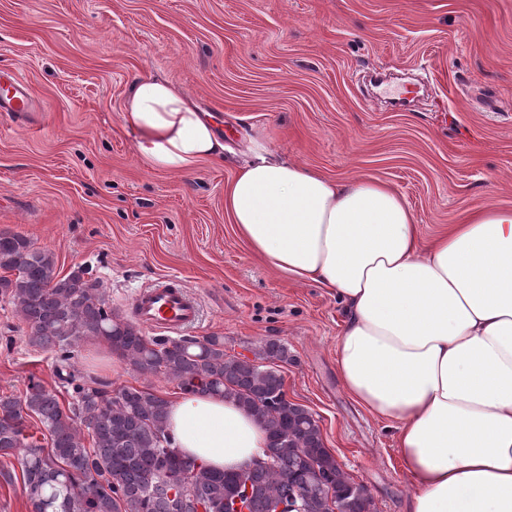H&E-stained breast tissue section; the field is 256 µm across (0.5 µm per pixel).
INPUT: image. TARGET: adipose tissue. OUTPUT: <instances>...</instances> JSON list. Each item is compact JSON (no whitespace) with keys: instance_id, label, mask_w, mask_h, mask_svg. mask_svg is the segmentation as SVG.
<instances>
[{"instance_id":"1","label":"adipose tissue","mask_w":512,"mask_h":512,"mask_svg":"<svg viewBox=\"0 0 512 512\" xmlns=\"http://www.w3.org/2000/svg\"><path fill=\"white\" fill-rule=\"evenodd\" d=\"M127 126L159 168L224 157L213 125L160 78L134 80ZM224 210L256 254L340 301L338 376L395 423L411 512H512V208L426 239L386 183L332 180L260 145L225 185ZM167 428L217 471L268 446L254 416L210 394L170 400Z\"/></svg>"}]
</instances>
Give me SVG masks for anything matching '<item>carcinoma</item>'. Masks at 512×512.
Here are the masks:
<instances>
[{"instance_id": "obj_1", "label": "carcinoma", "mask_w": 512, "mask_h": 512, "mask_svg": "<svg viewBox=\"0 0 512 512\" xmlns=\"http://www.w3.org/2000/svg\"><path fill=\"white\" fill-rule=\"evenodd\" d=\"M0 293L30 330V345L55 354L74 402L32 381L20 397L0 396V455L24 449L22 478L33 512H224L236 473L216 472L182 457L167 430V401L123 387L111 393L72 370L73 348L84 339L108 344L141 375L164 374L184 391L230 396L269 436L267 460L248 468V512H274L293 501L300 512H376L365 486L355 483L325 447L318 421L285 399L284 378L268 361L288 360V348L268 340L253 357L228 355L222 336L148 338L112 312L100 282L84 270L61 276L52 253L18 234H0ZM68 372H62V369ZM34 414L51 447L28 440ZM91 434L81 441L78 425Z\"/></svg>"}]
</instances>
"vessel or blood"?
Returning a JSON list of instances; mask_svg holds the SVG:
<instances>
[{
    "label": "vessel or blood",
    "instance_id": "b4317fda",
    "mask_svg": "<svg viewBox=\"0 0 512 512\" xmlns=\"http://www.w3.org/2000/svg\"><path fill=\"white\" fill-rule=\"evenodd\" d=\"M38 107L27 83L20 77H0V112H32ZM134 323L153 332L179 334L201 318L195 296L175 278H166L139 289L129 304Z\"/></svg>",
    "mask_w": 512,
    "mask_h": 512
}]
</instances>
